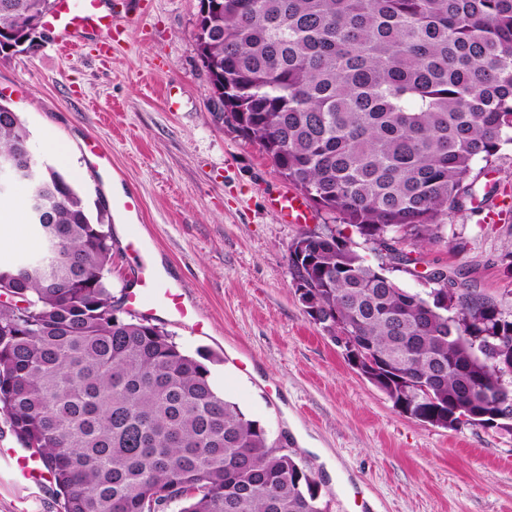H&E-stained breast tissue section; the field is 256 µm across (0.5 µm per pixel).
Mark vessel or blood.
<instances>
[{"mask_svg":"<svg viewBox=\"0 0 512 512\" xmlns=\"http://www.w3.org/2000/svg\"><path fill=\"white\" fill-rule=\"evenodd\" d=\"M100 3L101 0H55L44 25L50 34L55 35L57 45L64 47L71 38L87 30L108 33L118 29L123 13L137 9L139 0H120L121 11L112 13L103 12ZM83 153L89 169L97 176L108 173L112 166L111 157L96 138L85 140ZM274 206L286 223L303 224L307 221V208L296 196L278 195ZM123 248L135 257L133 273L136 286L127 293L128 305L144 315L164 314L191 334L206 335V324L198 313L196 302L188 298L168 265L155 261L152 242L132 229L124 238ZM0 462L12 468L19 483L24 485L37 483L45 476L36 457L13 448H0Z\"/></svg>","mask_w":512,"mask_h":512,"instance_id":"vessel-or-blood-1","label":"vessel or blood"}]
</instances>
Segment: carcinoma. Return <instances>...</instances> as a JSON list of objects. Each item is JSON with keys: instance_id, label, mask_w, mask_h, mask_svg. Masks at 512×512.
<instances>
[{"instance_id": "cac0c4a2", "label": "carcinoma", "mask_w": 512, "mask_h": 512, "mask_svg": "<svg viewBox=\"0 0 512 512\" xmlns=\"http://www.w3.org/2000/svg\"><path fill=\"white\" fill-rule=\"evenodd\" d=\"M198 56L224 113L279 173L365 242H406L482 209L474 162L512 144V0H200ZM52 0H0V56ZM0 101V158L41 199L39 254L1 269L0 411L62 512H328L313 473L224 399L161 327L114 313L112 229L37 162ZM292 285L400 412L512 434V306L459 271L411 293L334 234L289 248Z\"/></svg>"}]
</instances>
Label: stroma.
Instances as JSON below:
<instances>
[{"mask_svg": "<svg viewBox=\"0 0 512 512\" xmlns=\"http://www.w3.org/2000/svg\"><path fill=\"white\" fill-rule=\"evenodd\" d=\"M124 31L94 32L80 46L57 48L42 33L37 52L0 57V98L31 132V151L104 214L114 239L125 220L110 207L113 186L143 202L142 222L210 333L162 326L190 354L209 357L225 399L259 421L320 483L329 512H512V435L420 422L394 408L307 314L288 271L303 232H342L375 267L387 265L350 226L312 210L308 224L283 223L270 204L294 192L261 146L217 113L195 41L199 0H143ZM68 160L48 153L45 132ZM95 136L112 156L102 182L82 155ZM14 188L16 209L0 266L33 257V226ZM496 221L480 213L447 220L444 239L425 245L426 265L461 270L486 297L512 304V198ZM0 512H61L52 481L19 485L0 463Z\"/></svg>", "mask_w": 512, "mask_h": 512, "instance_id": "35a3bbf8", "label": "stroma"}]
</instances>
